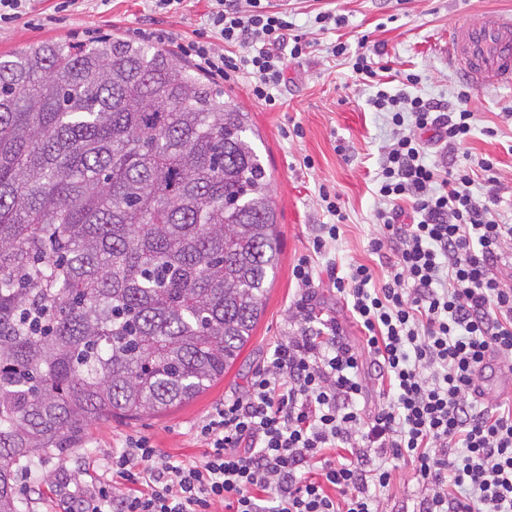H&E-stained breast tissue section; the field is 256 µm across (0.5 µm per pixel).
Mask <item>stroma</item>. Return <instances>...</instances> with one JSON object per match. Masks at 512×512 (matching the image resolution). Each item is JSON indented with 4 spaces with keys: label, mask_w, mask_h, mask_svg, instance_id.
Segmentation results:
<instances>
[{
    "label": "stroma",
    "mask_w": 512,
    "mask_h": 512,
    "mask_svg": "<svg viewBox=\"0 0 512 512\" xmlns=\"http://www.w3.org/2000/svg\"><path fill=\"white\" fill-rule=\"evenodd\" d=\"M288 8L294 22L306 31L312 46L300 60L289 62L281 84L272 93L278 104L268 107L252 92L256 78L242 67L234 80L217 81L248 112L260 136L258 148L272 175V198L278 214L281 260L256 328L236 363L223 379L181 407L156 416L111 419L87 429L65 455L48 454L20 462L16 470L19 512H64L70 486L88 490L111 476L112 450L127 437L145 436L175 459L192 461L201 455L196 431L224 398L243 393L254 372L270 357L275 345L293 329L295 302L301 292L292 275L298 258L312 255L317 272L336 266L365 264L383 275L382 257L371 241L375 214L383 208L373 181L382 150L393 127L370 100L374 88L353 83L351 62L333 57L331 45L344 41L351 51L376 47L378 62L389 69L390 90L413 73L418 82L412 94L452 100L461 81L448 67L442 50L448 31L462 17L479 20L490 10L512 11V0H271ZM208 0H184L180 9L163 11L150 0H29V13L10 23L0 22V55L11 54L42 39H62L76 46L110 36L144 42V33L164 35V48L186 64L192 41H214L205 27ZM331 10L345 18L341 26L321 30L318 12ZM472 107L480 128L463 145L473 159L493 158L503 186L497 207L502 223L512 224V86L477 90ZM300 134H293V127ZM491 127L495 136L484 135ZM336 194L345 221L340 237L326 252L313 254L312 239L321 224L333 223L321 200V190ZM312 303L315 315L335 321L342 336L361 344L364 331L338 293L320 281ZM419 488L410 466L400 467L388 488L378 490L383 512H405L414 506Z\"/></svg>",
    "instance_id": "stroma-1"
}]
</instances>
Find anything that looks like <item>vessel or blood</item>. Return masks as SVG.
I'll use <instances>...</instances> for the list:
<instances>
[{
  "instance_id": "obj_1",
  "label": "vessel or blood",
  "mask_w": 512,
  "mask_h": 512,
  "mask_svg": "<svg viewBox=\"0 0 512 512\" xmlns=\"http://www.w3.org/2000/svg\"><path fill=\"white\" fill-rule=\"evenodd\" d=\"M444 50L449 66L472 87L512 86V12L458 21Z\"/></svg>"
}]
</instances>
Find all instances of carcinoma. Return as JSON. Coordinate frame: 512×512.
<instances>
[{"label":"carcinoma","mask_w":512,"mask_h":512,"mask_svg":"<svg viewBox=\"0 0 512 512\" xmlns=\"http://www.w3.org/2000/svg\"><path fill=\"white\" fill-rule=\"evenodd\" d=\"M232 97L118 37L0 55V512L14 465L224 378L280 263Z\"/></svg>","instance_id":"obj_1"}]
</instances>
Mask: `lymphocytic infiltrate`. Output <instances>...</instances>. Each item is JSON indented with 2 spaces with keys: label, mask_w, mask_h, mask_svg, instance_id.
<instances>
[{
  "label": "lymphocytic infiltrate",
  "mask_w": 512,
  "mask_h": 512,
  "mask_svg": "<svg viewBox=\"0 0 512 512\" xmlns=\"http://www.w3.org/2000/svg\"><path fill=\"white\" fill-rule=\"evenodd\" d=\"M207 21L226 50L198 47L203 68L226 80L251 66L254 96L275 106L270 88L287 59L307 54V34L266 0H212ZM252 44L237 63L231 49ZM417 81L406 74L402 89L370 100L396 130L376 174L386 207L371 242L390 252L388 277L376 284L364 264L327 269L362 344L333 321L316 323L313 266L300 258L301 323L200 426V460L129 438L112 454L111 478L69 512H379L370 489L388 487L402 463L420 487L415 512H512V403L481 406L476 389L490 357L512 359V286L493 273L512 259V224L497 219L493 159L456 153L477 127L471 89L440 104L410 94ZM425 133L446 153L428 160ZM478 173L490 187L482 199L472 192ZM409 210L417 222L404 223ZM369 366L381 398L370 413Z\"/></svg>",
  "instance_id": "f902f5d3"
}]
</instances>
